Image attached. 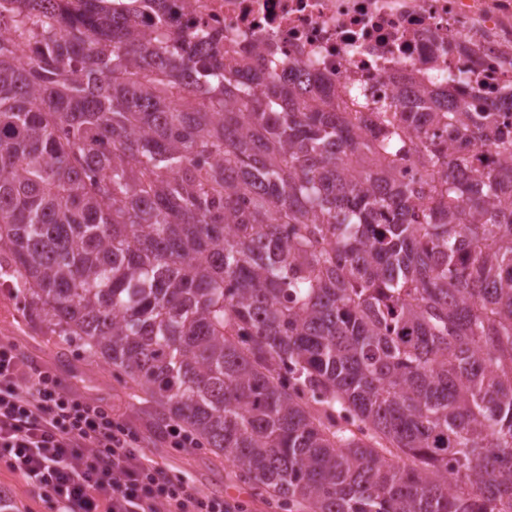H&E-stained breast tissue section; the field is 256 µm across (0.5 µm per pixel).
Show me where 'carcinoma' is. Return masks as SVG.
<instances>
[{"mask_svg":"<svg viewBox=\"0 0 512 512\" xmlns=\"http://www.w3.org/2000/svg\"><path fill=\"white\" fill-rule=\"evenodd\" d=\"M27 2L37 54L0 34V252L51 332L278 512H512V131L434 89L370 137L298 77L148 50L109 0ZM408 144L446 176L400 181Z\"/></svg>","mask_w":512,"mask_h":512,"instance_id":"obj_1","label":"carcinoma"}]
</instances>
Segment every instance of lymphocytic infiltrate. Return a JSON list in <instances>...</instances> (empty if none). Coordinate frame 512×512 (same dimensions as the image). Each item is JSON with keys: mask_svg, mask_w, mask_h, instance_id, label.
Instances as JSON below:
<instances>
[{"mask_svg": "<svg viewBox=\"0 0 512 512\" xmlns=\"http://www.w3.org/2000/svg\"><path fill=\"white\" fill-rule=\"evenodd\" d=\"M0 462L54 512H238L139 453L99 402L0 342Z\"/></svg>", "mask_w": 512, "mask_h": 512, "instance_id": "1", "label": "lymphocytic infiltrate"}]
</instances>
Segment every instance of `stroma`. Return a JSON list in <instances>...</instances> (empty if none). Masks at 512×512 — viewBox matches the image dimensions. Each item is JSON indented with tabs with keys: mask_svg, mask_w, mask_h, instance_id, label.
Masks as SVG:
<instances>
[{
	"mask_svg": "<svg viewBox=\"0 0 512 512\" xmlns=\"http://www.w3.org/2000/svg\"><path fill=\"white\" fill-rule=\"evenodd\" d=\"M11 275V266L0 255V339L15 343L31 363L58 375L77 394L111 408L136 434L139 451L165 465L171 475L189 480L205 493L241 503L243 512H271L252 486L235 478L223 456L158 441L152 432V403L137 395L111 364L90 359L81 342L56 336L46 322L30 314L8 286Z\"/></svg>",
	"mask_w": 512,
	"mask_h": 512,
	"instance_id": "stroma-1",
	"label": "stroma"
}]
</instances>
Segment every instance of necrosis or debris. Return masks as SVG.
Returning a JSON list of instances; mask_svg holds the SVG:
<instances>
[{
  "mask_svg": "<svg viewBox=\"0 0 512 512\" xmlns=\"http://www.w3.org/2000/svg\"><path fill=\"white\" fill-rule=\"evenodd\" d=\"M136 10L157 39L213 38L220 55L260 57L268 73L317 76L349 112L418 88L499 104L512 126V0H167Z\"/></svg>",
  "mask_w": 512,
  "mask_h": 512,
  "instance_id": "1",
  "label": "necrosis or debris"
}]
</instances>
